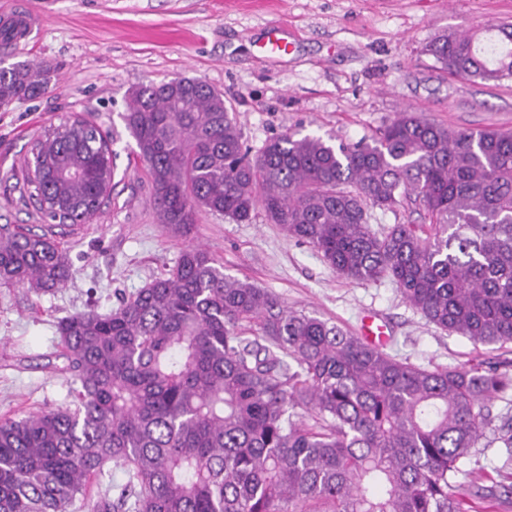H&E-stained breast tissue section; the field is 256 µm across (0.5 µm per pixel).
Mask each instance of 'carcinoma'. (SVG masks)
<instances>
[{
	"label": "carcinoma",
	"instance_id": "obj_1",
	"mask_svg": "<svg viewBox=\"0 0 512 512\" xmlns=\"http://www.w3.org/2000/svg\"><path fill=\"white\" fill-rule=\"evenodd\" d=\"M454 77L512 78V25L444 33L426 46ZM50 71L0 66V107L42 95ZM125 129L151 176L159 223L185 234L202 212L238 223L260 207L338 275L391 280L438 328L512 341V131L452 130L413 110L334 146L288 131L253 159L224 96L191 78L128 92ZM109 134L92 120L35 140L24 180L61 224H87L112 194ZM418 202L414 224L378 232L369 211ZM67 254L45 233L0 225V285L64 287ZM75 407L0 420V512H463L450 495L512 392L496 368L428 370L336 325L284 308L187 246L109 313L58 323ZM303 407L314 417L295 419ZM512 493V417L496 429ZM125 479L95 501L108 465Z\"/></svg>",
	"mask_w": 512,
	"mask_h": 512
}]
</instances>
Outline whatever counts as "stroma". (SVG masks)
Listing matches in <instances>:
<instances>
[{
    "label": "stroma",
    "mask_w": 512,
    "mask_h": 512,
    "mask_svg": "<svg viewBox=\"0 0 512 512\" xmlns=\"http://www.w3.org/2000/svg\"><path fill=\"white\" fill-rule=\"evenodd\" d=\"M43 17L6 63L46 67L43 95L0 108V224L42 229L69 256L73 277L36 296L0 285V419L71 405L58 321L110 312L202 245L233 278L285 307L357 333L374 312L389 326L391 356L426 367L492 363L512 374V342L476 345L427 321L390 280L355 283L288 237L263 210L237 223L204 213L180 234L156 218L154 189L121 119L129 88L177 78L224 96L249 155L288 130L352 142L411 108L456 130L512 129V79L497 83L439 70L425 46L444 31L512 24V0H0ZM292 51L271 60L260 44L271 22ZM93 119L114 137L116 186L91 223L51 225L28 198L23 173L47 129Z\"/></svg>",
    "instance_id": "1"
}]
</instances>
